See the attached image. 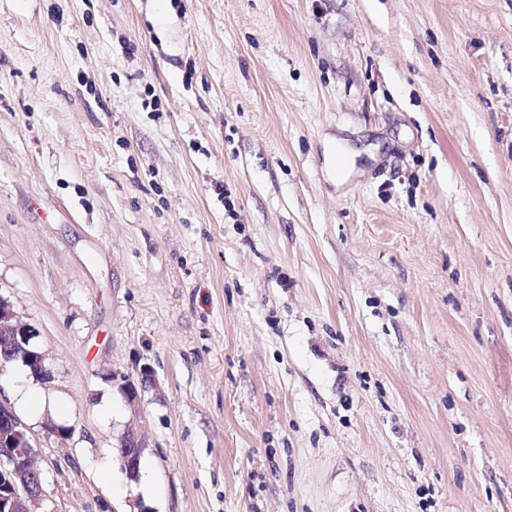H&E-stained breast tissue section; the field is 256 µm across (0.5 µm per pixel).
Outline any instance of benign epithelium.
I'll use <instances>...</instances> for the list:
<instances>
[{
  "label": "benign epithelium",
  "mask_w": 512,
  "mask_h": 512,
  "mask_svg": "<svg viewBox=\"0 0 512 512\" xmlns=\"http://www.w3.org/2000/svg\"><path fill=\"white\" fill-rule=\"evenodd\" d=\"M36 332L19 321L9 305L0 303V361H8L15 353L23 354L27 366L48 375L45 356L28 349ZM121 379L120 392L132 406L139 402L135 383L126 376ZM145 442L138 432L130 430L121 440L120 467L127 477L135 479L137 462ZM43 497L42 475L37 466L36 452L26 428L11 407L0 402V512H32L31 505Z\"/></svg>",
  "instance_id": "7a95c632"
}]
</instances>
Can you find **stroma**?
Instances as JSON below:
<instances>
[{"label":"stroma","instance_id":"obj_1","mask_svg":"<svg viewBox=\"0 0 512 512\" xmlns=\"http://www.w3.org/2000/svg\"><path fill=\"white\" fill-rule=\"evenodd\" d=\"M0 297L41 512H512V0H0ZM35 335L36 332L28 324L16 318L8 304L0 303V361L11 360L16 352H22V358L30 369L48 377L45 356L28 349ZM11 396L17 408L29 415H36L46 406V400L28 388L16 387ZM145 442L138 432L129 430L122 438L120 445V467L131 480L138 474L137 462Z\"/></svg>","mask_w":512,"mask_h":512}]
</instances>
